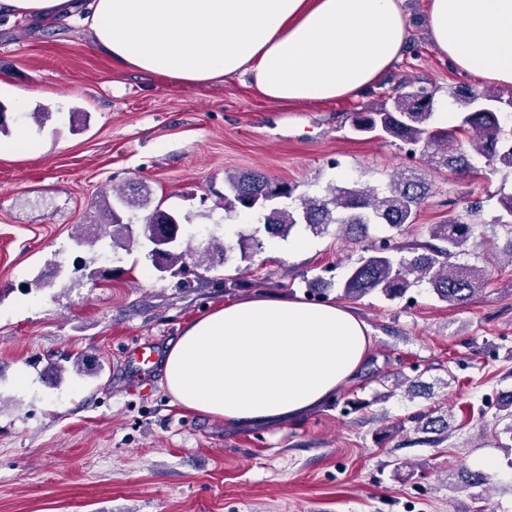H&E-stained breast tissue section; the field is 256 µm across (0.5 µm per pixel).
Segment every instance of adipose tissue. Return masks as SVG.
<instances>
[{
	"label": "adipose tissue",
	"mask_w": 512,
	"mask_h": 512,
	"mask_svg": "<svg viewBox=\"0 0 512 512\" xmlns=\"http://www.w3.org/2000/svg\"><path fill=\"white\" fill-rule=\"evenodd\" d=\"M0 17L76 19L117 69L181 86L244 76L284 105L360 95L408 40L400 0H0ZM427 24L457 70L512 86V0H430ZM372 344L342 304L255 294L187 325L164 382L177 403L227 425L284 423L337 394Z\"/></svg>",
	"instance_id": "1"
}]
</instances>
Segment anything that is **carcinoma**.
<instances>
[{"mask_svg":"<svg viewBox=\"0 0 512 512\" xmlns=\"http://www.w3.org/2000/svg\"><path fill=\"white\" fill-rule=\"evenodd\" d=\"M437 90L416 77H405L389 96L375 106L350 114L352 131L358 135L393 139L410 146L419 166L402 169L390 176L385 188L358 185H331L321 196L296 193L297 186L267 177L261 172L226 179L224 211L256 213L264 231L286 239L298 226L315 235L336 225L347 240L359 245L347 276L339 284L341 296L357 300L377 293L387 300L402 298L412 288L427 283L439 300L452 306L469 301L489 283L485 268L456 263L452 258L465 251L476 232L477 222L451 215L437 224L426 225L428 241L404 243L402 232L417 224L429 192L428 171L449 170L466 174L480 166L494 173L498 166L512 170V130L502 120V111L512 109V99L504 100L493 91L457 88L451 95L467 107L457 124L442 128L434 125ZM126 209L146 211L143 220L151 228L178 235V243L156 257L153 266L170 276L181 277L179 285L191 287L189 276L197 270L215 267L212 259L193 252L184 244L187 230L178 226L175 216L157 205L139 188L117 195ZM112 233L96 228L78 236V245H97L105 238L131 244L139 241L133 225L123 221L116 207L105 202ZM384 224L392 233L379 238L369 235L370 226ZM401 426L415 434L413 445H431L448 436V411L422 410Z\"/></svg>","mask_w":512,"mask_h":512,"instance_id":"obj_1","label":"carcinoma"}]
</instances>
